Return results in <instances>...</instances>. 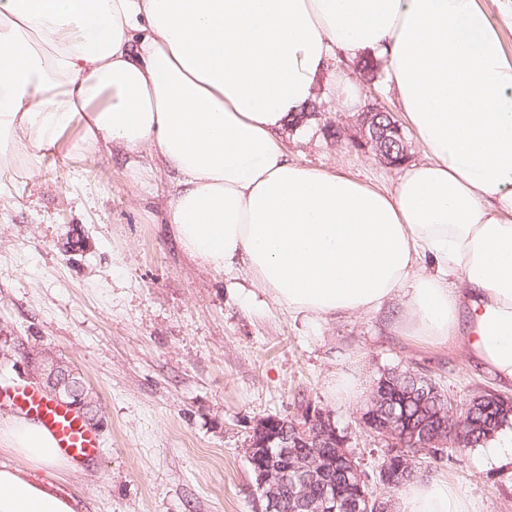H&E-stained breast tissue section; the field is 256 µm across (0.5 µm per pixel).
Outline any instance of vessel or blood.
Segmentation results:
<instances>
[{
    "label": "vessel or blood",
    "instance_id": "obj_1",
    "mask_svg": "<svg viewBox=\"0 0 512 512\" xmlns=\"http://www.w3.org/2000/svg\"><path fill=\"white\" fill-rule=\"evenodd\" d=\"M0 406L39 422L52 435L54 451L74 465H84L102 451L96 427L81 410L30 384L0 390Z\"/></svg>",
    "mask_w": 512,
    "mask_h": 512
}]
</instances>
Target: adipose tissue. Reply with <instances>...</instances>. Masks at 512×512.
<instances>
[{
    "label": "adipose tissue",
    "mask_w": 512,
    "mask_h": 512,
    "mask_svg": "<svg viewBox=\"0 0 512 512\" xmlns=\"http://www.w3.org/2000/svg\"><path fill=\"white\" fill-rule=\"evenodd\" d=\"M385 63L426 158L387 190L292 161L276 133L336 51ZM148 151L169 222L208 270L244 268L319 322L396 304L397 331L461 344L512 391V58L480 0H0V159ZM51 434L0 425V512H76L34 471ZM399 512H469L414 480Z\"/></svg>",
    "instance_id": "1"
}]
</instances>
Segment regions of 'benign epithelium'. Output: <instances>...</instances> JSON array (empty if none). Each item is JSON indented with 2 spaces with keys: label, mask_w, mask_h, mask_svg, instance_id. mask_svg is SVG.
<instances>
[{
  "label": "benign epithelium",
  "mask_w": 512,
  "mask_h": 512,
  "mask_svg": "<svg viewBox=\"0 0 512 512\" xmlns=\"http://www.w3.org/2000/svg\"><path fill=\"white\" fill-rule=\"evenodd\" d=\"M357 128L353 143L363 150L374 148L381 162L392 165L394 150L386 144L405 145L403 129L394 116L379 102L367 99L359 110ZM31 374L44 382L55 398L68 403L75 400L89 410L94 406L89 396L74 399L70 381L80 373L62 360L48 356ZM407 375L414 383L411 398L432 406L434 412L441 407L447 409L450 420L441 421V427L436 430L414 429L409 425L407 407L399 411L391 407L385 388L377 386L367 407L359 412V424L410 462L450 443L457 447L466 445L470 423L466 416L454 413L452 397L428 376H420L413 370ZM331 442L337 443L343 456L353 459L347 450V438L339 436L332 417L326 413L305 412L300 422L278 417L257 420L244 448L254 474L256 512H283L290 502L304 512H336V484H326L322 498L315 501L306 498L301 490L311 479L327 471L331 461L326 457L297 456L299 448H324ZM349 473L359 488L354 512H392L391 502L370 491L369 478L360 466L351 464Z\"/></svg>",
  "instance_id": "1"
}]
</instances>
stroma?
Returning <instances> with one entry per match:
<instances>
[{
  "mask_svg": "<svg viewBox=\"0 0 512 512\" xmlns=\"http://www.w3.org/2000/svg\"><path fill=\"white\" fill-rule=\"evenodd\" d=\"M353 59L330 67L350 106L318 93V112L278 137L294 161L393 189L399 168L349 140L375 95L399 106L384 79L365 83ZM342 137L327 138L325 123ZM175 184L148 154L18 155L0 168V388L31 383L28 353L45 349L81 373L104 448L63 487L82 512H254L243 448L255 421L330 414L374 478L384 442L363 431L359 404L335 393L352 373L364 396L394 369L430 375L454 399L492 389L463 348L391 328L389 314L315 324L272 303L243 271L217 274L181 249L168 222ZM431 477L472 512H512V463L455 448Z\"/></svg>",
  "mask_w": 512,
  "mask_h": 512,
  "instance_id": "35a3bbf8",
  "label": "stroma"
}]
</instances>
